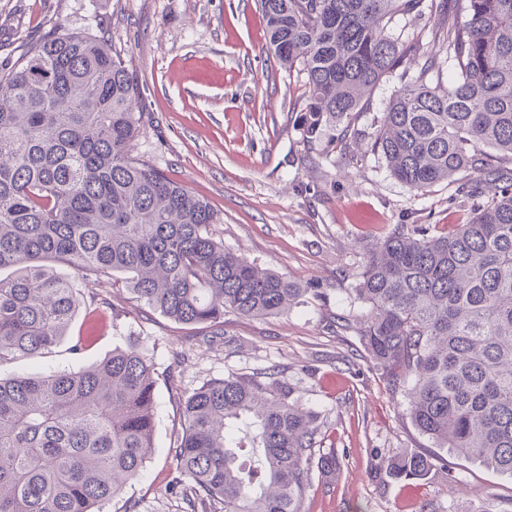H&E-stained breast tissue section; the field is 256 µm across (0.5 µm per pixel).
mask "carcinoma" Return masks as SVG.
I'll return each mask as SVG.
<instances>
[{
    "label": "carcinoma",
    "mask_w": 512,
    "mask_h": 512,
    "mask_svg": "<svg viewBox=\"0 0 512 512\" xmlns=\"http://www.w3.org/2000/svg\"><path fill=\"white\" fill-rule=\"evenodd\" d=\"M269 49L305 75L307 140L322 118L356 112L380 82L419 61L394 90L371 150L423 191L484 174L487 201L446 234L400 228L373 244L354 292L369 306L362 340L388 378L413 377L409 414L442 448L512 477V0H260ZM449 9L439 30L458 75L428 76L437 54L389 36L398 15ZM127 64L100 36L55 31L0 73V366L36 359L79 307L63 264L120 277L182 325L224 335V313L273 316L306 292L209 233L214 211L132 154L149 116ZM155 367L135 344L80 370L0 376V512H103L150 459ZM245 433L259 473L239 463ZM316 417L275 370L229 374L189 395L172 448L187 512H302ZM393 480H421L430 458L400 449Z\"/></svg>",
    "instance_id": "cac0c4a2"
}]
</instances>
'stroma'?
Masks as SVG:
<instances>
[{
	"mask_svg": "<svg viewBox=\"0 0 512 512\" xmlns=\"http://www.w3.org/2000/svg\"><path fill=\"white\" fill-rule=\"evenodd\" d=\"M105 37L128 64L150 113L134 154L207 201L212 235L304 293L271 317L224 316V334L174 323L137 302L121 281L73 276L81 301L66 336L45 357L0 375L79 370L131 342L156 368L154 450L142 474L106 512H183L171 454L184 400L205 381L279 368L315 413L316 448L336 471L313 474L303 512H512V477L440 448L413 425L409 382L391 384L361 339L367 304L355 288L366 250L396 226L450 230L473 215L459 182L416 191L368 144L394 89L393 74L362 110L304 138L305 77L267 50L257 0H0V72L56 29ZM81 352H73L76 340ZM399 448L431 458L427 479L393 481L381 462Z\"/></svg>",
	"mask_w": 512,
	"mask_h": 512,
	"instance_id": "stroma-1",
	"label": "stroma"
}]
</instances>
